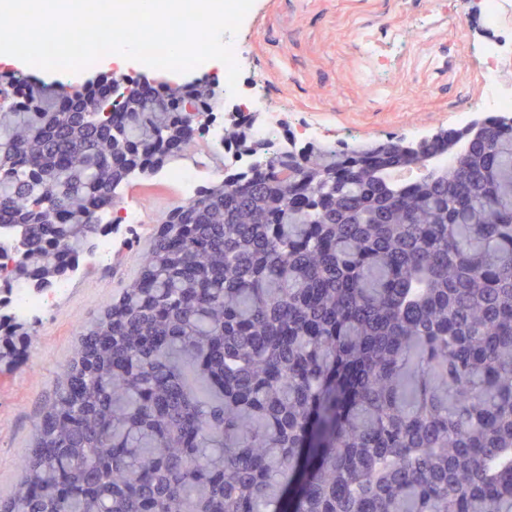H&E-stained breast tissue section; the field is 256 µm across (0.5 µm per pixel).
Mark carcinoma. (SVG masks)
I'll use <instances>...</instances> for the list:
<instances>
[{
    "label": "carcinoma",
    "instance_id": "carcinoma-1",
    "mask_svg": "<svg viewBox=\"0 0 512 512\" xmlns=\"http://www.w3.org/2000/svg\"><path fill=\"white\" fill-rule=\"evenodd\" d=\"M221 95L204 81L108 114L109 85L21 75L0 110L13 278L67 275L120 190L196 141L185 104ZM456 137L312 144L341 173L329 189L282 177L283 146L166 212L0 512H512V124ZM418 155L436 165L391 176ZM4 325L19 352L31 328Z\"/></svg>",
    "mask_w": 512,
    "mask_h": 512
}]
</instances>
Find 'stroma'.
Returning <instances> with one entry per match:
<instances>
[{"instance_id": "1", "label": "stroma", "mask_w": 512, "mask_h": 512, "mask_svg": "<svg viewBox=\"0 0 512 512\" xmlns=\"http://www.w3.org/2000/svg\"><path fill=\"white\" fill-rule=\"evenodd\" d=\"M503 10L493 27L467 0H254L237 33L247 46L239 85L247 95L269 92L287 127L304 116L324 120L334 144L417 142L461 128V113L480 118L464 98L480 93L482 45L512 32V0H503ZM394 27L408 37L391 40ZM363 38L373 40L374 58L363 57ZM143 184L134 179L122 197L146 206L147 223L114 234L111 261L74 282L17 360L0 366V497L18 481L19 462L81 336L137 276L155 219L170 207Z\"/></svg>"}]
</instances>
